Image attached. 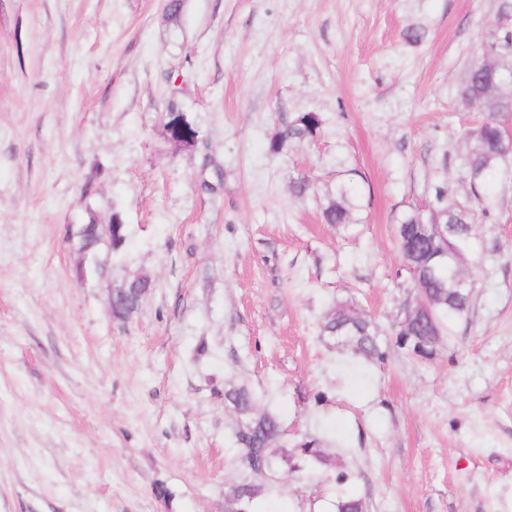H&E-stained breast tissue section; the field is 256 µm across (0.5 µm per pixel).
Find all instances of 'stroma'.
<instances>
[{
	"instance_id": "1",
	"label": "stroma",
	"mask_w": 512,
	"mask_h": 512,
	"mask_svg": "<svg viewBox=\"0 0 512 512\" xmlns=\"http://www.w3.org/2000/svg\"><path fill=\"white\" fill-rule=\"evenodd\" d=\"M0 0V512H224L248 477L228 385L331 467L296 457L252 512H512V176L474 198L460 91L503 0ZM422 33L407 40L409 28ZM175 104L197 128L171 142ZM302 112L321 132L271 138ZM354 224L323 223L338 167ZM309 176L299 197L292 182ZM471 210L466 318L397 346L416 292L393 223L434 187ZM128 227L81 249L85 224ZM149 292L128 320L112 290ZM348 303L370 362L321 335ZM169 491L161 498L156 487ZM322 120L313 112H305L294 121L288 123L275 138L269 142L271 153L279 154L284 151L290 141H313L321 129Z\"/></svg>"
}]
</instances>
